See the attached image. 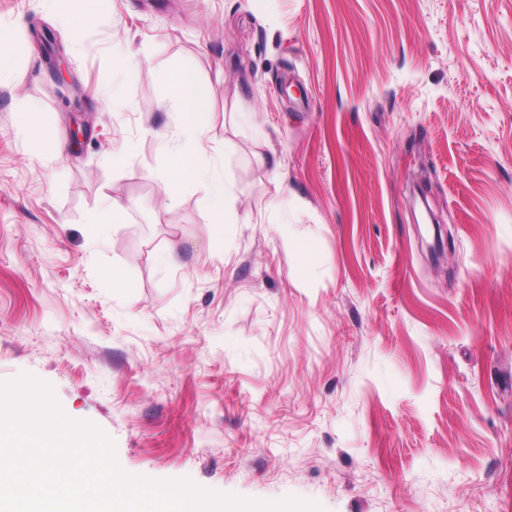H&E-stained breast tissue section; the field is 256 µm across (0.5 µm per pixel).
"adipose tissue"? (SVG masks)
<instances>
[{"label":"adipose tissue","mask_w":512,"mask_h":512,"mask_svg":"<svg viewBox=\"0 0 512 512\" xmlns=\"http://www.w3.org/2000/svg\"><path fill=\"white\" fill-rule=\"evenodd\" d=\"M170 99L177 106L174 136L181 146L173 151L174 164L165 179L164 192L174 195L177 186L192 182L203 191L211 220V238L224 236V227L238 221L235 195L216 161L207 159L204 146L208 126V90L190 68L175 71Z\"/></svg>","instance_id":"adipose-tissue-1"}]
</instances>
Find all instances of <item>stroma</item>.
I'll use <instances>...</instances> for the list:
<instances>
[{"label":"stroma","mask_w":512,"mask_h":512,"mask_svg":"<svg viewBox=\"0 0 512 512\" xmlns=\"http://www.w3.org/2000/svg\"><path fill=\"white\" fill-rule=\"evenodd\" d=\"M0 32V382L131 476L512 512V0H0ZM180 66L247 218L218 244L162 191Z\"/></svg>","instance_id":"1"}]
</instances>
